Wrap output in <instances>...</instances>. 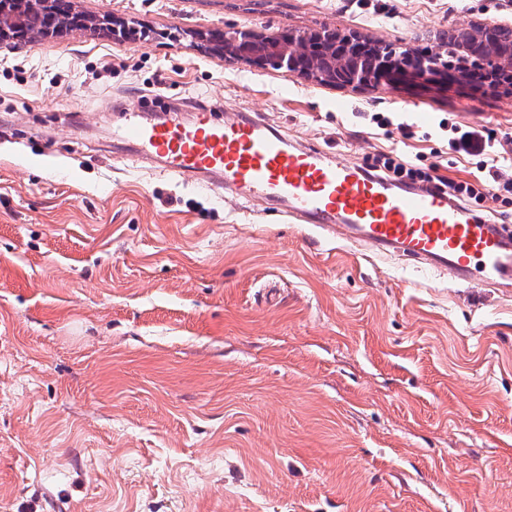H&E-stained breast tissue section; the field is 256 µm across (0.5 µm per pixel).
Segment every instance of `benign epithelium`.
Returning a JSON list of instances; mask_svg holds the SVG:
<instances>
[{
  "label": "benign epithelium",
  "instance_id": "benign-epithelium-1",
  "mask_svg": "<svg viewBox=\"0 0 512 512\" xmlns=\"http://www.w3.org/2000/svg\"><path fill=\"white\" fill-rule=\"evenodd\" d=\"M34 8L47 15L42 36L84 27L76 19L63 25L52 23L54 0H31ZM458 53L477 57L482 68L470 74L448 70V44ZM206 46L224 53L226 60H244L269 64L287 77L304 78L326 85L355 89L396 87L413 77L424 83H469L492 93L507 92L509 87L489 83L502 70L512 73V27L502 24H475L450 29L448 36L436 42L428 52L407 58L401 71L389 72L390 62L381 53L365 51L361 38L339 34L334 29L297 33L283 32L266 37L253 31H237L228 37L221 30L206 38Z\"/></svg>",
  "mask_w": 512,
  "mask_h": 512
}]
</instances>
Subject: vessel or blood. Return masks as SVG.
<instances>
[{
    "label": "vessel or blood",
    "mask_w": 512,
    "mask_h": 512,
    "mask_svg": "<svg viewBox=\"0 0 512 512\" xmlns=\"http://www.w3.org/2000/svg\"><path fill=\"white\" fill-rule=\"evenodd\" d=\"M154 109L138 105L121 139L129 155L157 160L165 175L215 176L219 187L245 200L263 197L294 223L451 272L461 284H512V227L473 217L447 195L395 187L332 152L293 144L257 117L224 118L212 106L182 122Z\"/></svg>",
    "instance_id": "1"
}]
</instances>
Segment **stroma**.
Segmentation results:
<instances>
[{"label":"stroma","instance_id":"stroma-1","mask_svg":"<svg viewBox=\"0 0 512 512\" xmlns=\"http://www.w3.org/2000/svg\"><path fill=\"white\" fill-rule=\"evenodd\" d=\"M70 3L90 28L0 44V512H512V290L188 186L112 139L138 101H202L346 163L394 151L467 180L479 159L452 140L476 128L512 179V95L334 88L199 41L331 28L422 49L512 20V0Z\"/></svg>","mask_w":512,"mask_h":512}]
</instances>
